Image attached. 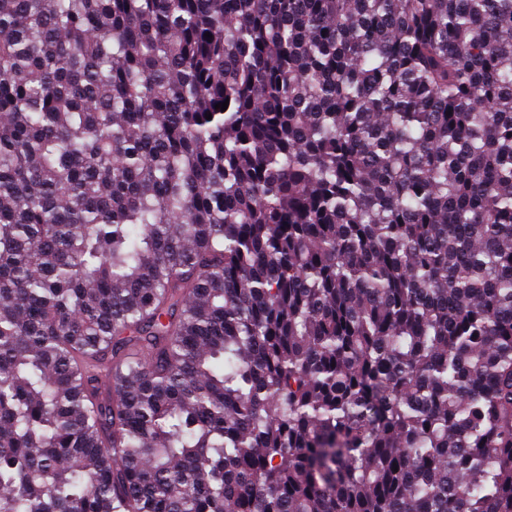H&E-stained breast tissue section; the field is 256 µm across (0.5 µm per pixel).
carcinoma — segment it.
<instances>
[{
	"mask_svg": "<svg viewBox=\"0 0 512 512\" xmlns=\"http://www.w3.org/2000/svg\"><path fill=\"white\" fill-rule=\"evenodd\" d=\"M0 512H512V0H0Z\"/></svg>",
	"mask_w": 512,
	"mask_h": 512,
	"instance_id": "cac0c4a2",
	"label": "carcinoma"
}]
</instances>
